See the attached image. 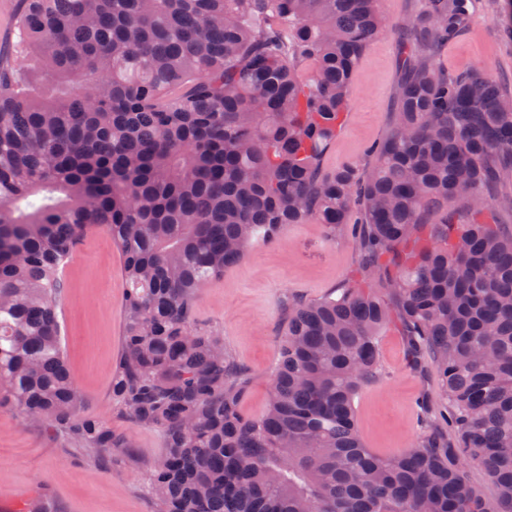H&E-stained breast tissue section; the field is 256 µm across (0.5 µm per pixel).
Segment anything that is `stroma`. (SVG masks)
Here are the masks:
<instances>
[{"label": "stroma", "mask_w": 512, "mask_h": 512, "mask_svg": "<svg viewBox=\"0 0 512 512\" xmlns=\"http://www.w3.org/2000/svg\"><path fill=\"white\" fill-rule=\"evenodd\" d=\"M388 29L370 45L351 80V106L322 160L323 172L352 164L368 169L369 148L394 127L401 48L394 30L421 10V0H382ZM439 65L455 74L495 77L512 93V0H476L468 24L439 47ZM348 233L329 238L323 225L289 224L271 242L255 246L223 278L201 288L197 327L224 340L225 349L249 376L241 407L261 415L267 404L278 346L296 303L314 301L357 275ZM60 317L67 362L84 397L85 415L108 420L131 445L115 449L112 468H94L85 450L31 423L10 403L0 404V512L48 490L57 512H153L144 493L151 463L164 451L160 434L113 415L112 366L122 347L125 282L122 256L104 229L83 236L64 265ZM384 376L356 400L360 434L378 453L413 444L420 429L416 403L445 398L430 359L421 371L408 366V345L399 326L379 338Z\"/></svg>", "instance_id": "35a3bbf8"}]
</instances>
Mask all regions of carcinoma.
Segmentation results:
<instances>
[{
	"mask_svg": "<svg viewBox=\"0 0 512 512\" xmlns=\"http://www.w3.org/2000/svg\"><path fill=\"white\" fill-rule=\"evenodd\" d=\"M21 2L29 81L0 50V399L101 465L126 447L82 414L62 344L61 269L102 227L126 284L112 414L163 436L155 512H512V235L480 218L512 207L484 196L512 161V94L435 58L471 0L398 24L415 56L394 129L369 169L329 175L381 0ZM355 207L358 277L290 309L267 409L244 415L247 375L195 327L200 289L287 224L335 237ZM395 320L445 405L381 455L354 401ZM23 512L57 510L42 492Z\"/></svg>",
	"mask_w": 512,
	"mask_h": 512,
	"instance_id": "1",
	"label": "carcinoma"
}]
</instances>
